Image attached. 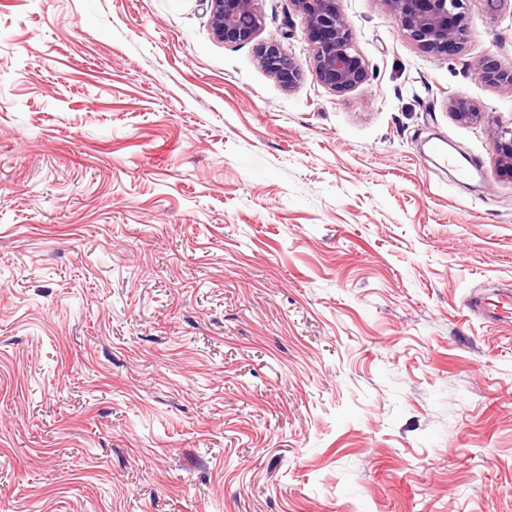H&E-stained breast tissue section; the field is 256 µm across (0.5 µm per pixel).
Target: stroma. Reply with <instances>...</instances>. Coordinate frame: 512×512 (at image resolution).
<instances>
[{
  "mask_svg": "<svg viewBox=\"0 0 512 512\" xmlns=\"http://www.w3.org/2000/svg\"><path fill=\"white\" fill-rule=\"evenodd\" d=\"M343 5L336 93L288 0H0V512H512V13ZM210 25L225 43L251 41L261 25L258 0H209ZM471 0H381L401 22L409 40L435 55H448L468 36L467 2ZM259 63L269 73L279 78L288 73V87L301 76V69L292 53L287 52L280 43L269 42L259 48ZM477 78L489 85H509L512 87V64L500 65L495 68H481L476 72ZM448 111L452 118L461 124L476 125L480 123L485 112L472 100L462 95H448ZM495 152V166L499 177L512 180V128L497 134ZM478 310L483 318L492 323L499 324L510 322L512 318V292L504 297L497 298L494 302H480Z\"/></svg>",
  "mask_w": 512,
  "mask_h": 512,
  "instance_id": "stroma-1",
  "label": "stroma"
}]
</instances>
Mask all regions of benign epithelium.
I'll use <instances>...</instances> for the list:
<instances>
[{
    "instance_id": "benign-epithelium-1",
    "label": "benign epithelium",
    "mask_w": 512,
    "mask_h": 512,
    "mask_svg": "<svg viewBox=\"0 0 512 512\" xmlns=\"http://www.w3.org/2000/svg\"><path fill=\"white\" fill-rule=\"evenodd\" d=\"M258 0H209L210 25L217 39L226 43L252 40L261 25ZM391 15L401 22L403 34L409 40L435 55L448 54L468 36L466 6L469 0H381ZM300 13L305 34L312 46L313 71L324 87L345 93L364 84L368 79V64L355 48L349 19L343 0H289ZM259 63L269 73L288 75V85L301 76L294 56L281 44L269 42L259 48ZM477 78L489 85L512 87V64L481 68ZM448 111L461 123L476 125L484 112L472 100L462 95H448ZM495 166L499 177L512 180V128L500 131L495 140Z\"/></svg>"
}]
</instances>
